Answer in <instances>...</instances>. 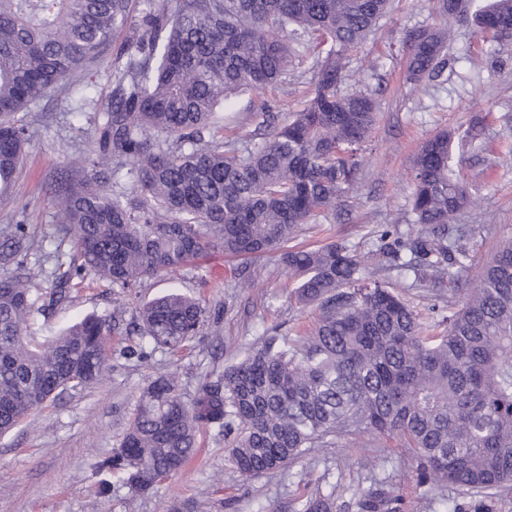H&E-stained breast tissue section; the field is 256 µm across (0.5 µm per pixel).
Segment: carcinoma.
I'll return each mask as SVG.
<instances>
[{"instance_id":"cac0c4a2","label":"carcinoma","mask_w":512,"mask_h":512,"mask_svg":"<svg viewBox=\"0 0 512 512\" xmlns=\"http://www.w3.org/2000/svg\"><path fill=\"white\" fill-rule=\"evenodd\" d=\"M390 0H0V187L22 163L28 130L19 112L51 95L106 50L114 56L112 100L97 127V169L128 167L134 198L108 195L88 178L50 190L59 232L75 244L59 287L20 256L35 250L25 226L0 239V437L59 392L107 372V319L89 315L40 342L34 317L69 298L74 275L92 273L122 290L173 273L210 248L231 256L278 252L296 303L319 306L310 334L272 336L189 401L176 377L142 390L132 422L98 474L136 492L182 469L198 435L218 427L228 461L245 477L285 469L314 448L361 433L395 437L425 480L456 488L464 507L499 512L512 500V240L448 302L438 334L402 296L374 278L371 257L345 244L288 246L302 226L336 210L357 181L378 105L342 91L345 52L366 40ZM443 23L405 35L407 79L418 88L445 66L450 19L482 37L512 36V0H434ZM313 51L314 92L287 123L262 120L243 150L214 135L220 103L286 79L295 54ZM455 133L419 149L409 181L417 229L383 232L379 254L412 268L435 296L459 285L471 257L448 239L476 206L454 169ZM142 342L178 350L203 333L200 300L173 291L139 309ZM393 487L373 490L361 512H401ZM329 496L300 512H333Z\"/></svg>"}]
</instances>
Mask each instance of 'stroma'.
<instances>
[{"label":"stroma","mask_w":512,"mask_h":512,"mask_svg":"<svg viewBox=\"0 0 512 512\" xmlns=\"http://www.w3.org/2000/svg\"><path fill=\"white\" fill-rule=\"evenodd\" d=\"M436 23L431 0H394L374 34L348 51L345 88L375 93L376 124L356 190L335 212L305 225L298 242L305 247L341 242L365 254L378 249L375 232L382 227L394 224L408 233V175L421 145L438 131L461 133L474 126L479 137L465 147L457 169L477 205L452 226L453 236L470 251L466 280L471 283L496 246L512 240V39L494 42L468 25L449 22L443 73L417 90L406 80L402 39ZM112 70L113 57L104 53L23 113L26 157L8 187L11 206L0 208V232L21 224L39 240L28 266L50 271L57 259L73 253L71 239L57 230L46 188L91 176L86 162L94 154L98 105L112 97ZM313 83L312 60H293L284 82L225 107V139L234 140L240 126L251 125L263 102L272 122L286 123L311 97ZM373 269L427 327H434L436 314L447 313V303L436 301L416 273L380 263ZM245 270L251 274L248 288L241 285ZM293 287L279 254L236 257L220 250L151 278L130 294L91 275L73 278L69 300L48 317H37L34 331L49 336L89 314L116 316L117 327L106 337L108 370L94 388L64 392L0 437V512H297L308 496L329 492L336 495L335 512H359L358 500L377 481L402 489L407 512H452L458 497L453 487L419 482L413 454L370 434L248 479L225 461L224 435L209 427L199 435L197 456L147 494L135 495L117 476L108 495L98 494L94 464L119 446L141 391L154 378L176 375L189 399L265 337L292 339L314 327L317 308L296 304ZM171 288L200 299L216 316L213 327L180 350L159 348L145 361L131 356L141 341L140 306Z\"/></svg>","instance_id":"35a3bbf8"}]
</instances>
